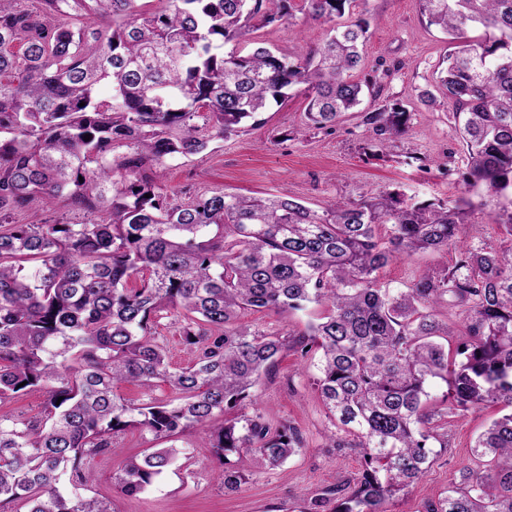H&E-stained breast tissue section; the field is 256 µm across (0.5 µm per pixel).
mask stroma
Wrapping results in <instances>:
<instances>
[{"mask_svg": "<svg viewBox=\"0 0 512 512\" xmlns=\"http://www.w3.org/2000/svg\"><path fill=\"white\" fill-rule=\"evenodd\" d=\"M290 4V17L257 26L252 37L273 50L303 57L322 45L331 24L312 16L303 0ZM348 17L369 22L363 63L353 78L375 83L377 89L361 107L371 110L385 100L400 103L410 114L405 135L379 143L354 112L334 128L305 130L307 101L295 92L284 102L270 104L262 124L213 141L203 153L167 160L160 184L171 193L284 194L316 210L330 201L386 191L451 207L464 199L468 205L458 230L461 243L500 246L503 235L496 217L512 201L483 187H468L451 108L424 105L417 96L418 90L436 88L437 67L450 49L447 34L427 26L415 0H353ZM86 216L83 207L37 199L16 210L13 221L78 223ZM444 263L441 253H420L392 261L380 270L378 280L400 288L423 270ZM240 321L258 332L284 336L304 332L309 318L266 310L244 312ZM316 363V355L303 357L285 350L274 373L257 387L255 403L245 408L246 414L294 425L303 435L304 448L281 466L263 468L252 454H228L224 463L242 471L247 481L238 491L224 493L215 479L221 462L211 454L207 431L191 429L182 437L190 461L165 473L140 499L130 502L116 494L113 483L123 460L148 445L147 434L133 429L120 435L116 453L90 459L93 495L108 502L112 512H302L319 489L354 478L361 468L358 455L333 447L327 438L332 425L315 389ZM496 415L492 408L449 415L447 449L434 457L421 481L399 496L394 512H423L424 503L443 496L463 471L477 468L471 448Z\"/></svg>", "mask_w": 512, "mask_h": 512, "instance_id": "35a3bbf8", "label": "stroma"}]
</instances>
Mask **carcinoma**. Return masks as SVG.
Segmentation results:
<instances>
[{"label":"carcinoma","instance_id":"1","mask_svg":"<svg viewBox=\"0 0 512 512\" xmlns=\"http://www.w3.org/2000/svg\"><path fill=\"white\" fill-rule=\"evenodd\" d=\"M0 0V404L32 390L46 399L29 418L0 415V512H111L88 494V460L138 429L155 446L126 458L115 487L140 497L180 459L190 428L211 429L219 457L251 451L275 467L304 447L292 425L260 414L216 417L255 400L288 345L320 354L315 380L333 419L329 440L362 458L359 476L321 490L307 512H393L419 482L434 444L448 448L441 402L495 407L469 471L424 512H512V211L504 244L458 243L461 208L407 202L384 192L316 211L276 194L213 191L179 202L151 171L257 121L270 101L302 91L311 126H336L364 85L369 23L332 28L304 59L259 44L256 25L282 15L267 0ZM333 21L349 0H306ZM427 25L458 44L440 65L443 101L464 147L467 185L512 194V0H417ZM470 29L483 30L471 41ZM22 54L7 51L15 42ZM232 45L228 51L226 45ZM112 83V96L98 88ZM205 113L211 133L196 124ZM384 142L409 113L384 104L361 113ZM90 140H84L85 135ZM126 147L121 159L116 147ZM67 195L98 216L79 224H14L36 198ZM455 253L409 286L382 288L377 272L420 252ZM457 309L463 333L441 317ZM317 310L291 339L237 323L244 310ZM178 317L196 361L175 368L155 336ZM167 387L166 400L125 399L120 388ZM227 491L246 476L217 474Z\"/></svg>","mask_w":512,"mask_h":512}]
</instances>
